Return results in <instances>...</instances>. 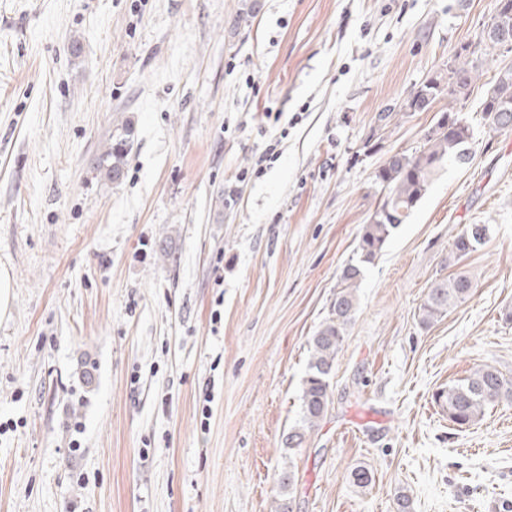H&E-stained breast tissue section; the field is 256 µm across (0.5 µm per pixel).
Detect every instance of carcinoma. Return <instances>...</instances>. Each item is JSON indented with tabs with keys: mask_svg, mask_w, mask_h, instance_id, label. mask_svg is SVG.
<instances>
[{
	"mask_svg": "<svg viewBox=\"0 0 512 512\" xmlns=\"http://www.w3.org/2000/svg\"><path fill=\"white\" fill-rule=\"evenodd\" d=\"M504 69L503 65L496 67L480 102L484 125L494 132L512 128V114L496 115L504 105L512 108V71L506 74ZM479 78L478 66L467 59L457 58L448 66L447 72L436 73L415 90L429 98L432 104L440 97L448 96V109L440 113L446 117V122L435 123L422 149L411 154L394 153L375 174L382 196L366 224L362 225L357 246L359 263L344 266L330 316L311 336L312 355L302 393L301 426L288 433L286 447L302 444L306 433L318 426L328 410V377L356 311V289L363 274L362 266L373 263L399 226L407 223L427 194L433 176L446 164L463 163L467 159L472 129L467 118L455 110L454 104L470 94ZM133 135V127L128 121L112 129L108 145L95 160L97 171L106 180L122 181ZM490 231L488 224L466 225L453 239V253L461 256L475 251L486 241ZM472 288V281L464 275L435 282L421 307L422 323L428 324L446 313L448 307L464 302ZM436 401L453 423L470 426L483 417L487 405L499 401L512 403V379L496 367L486 365L439 392Z\"/></svg>",
	"mask_w": 512,
	"mask_h": 512,
	"instance_id": "cac0c4a2",
	"label": "carcinoma"
}]
</instances>
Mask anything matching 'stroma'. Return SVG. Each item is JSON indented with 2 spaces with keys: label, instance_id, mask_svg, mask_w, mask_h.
Segmentation results:
<instances>
[{
  "label": "stroma",
  "instance_id": "35a3bbf8",
  "mask_svg": "<svg viewBox=\"0 0 512 512\" xmlns=\"http://www.w3.org/2000/svg\"><path fill=\"white\" fill-rule=\"evenodd\" d=\"M249 3L0 0V512H512V403L462 428L435 401L482 365L512 377V130L481 119L482 58L469 161L364 266L328 411L282 443L375 173L448 106L405 102L499 0H259L238 23ZM127 119L115 185L95 160ZM465 224L492 232L458 259ZM459 274L471 296L421 324Z\"/></svg>",
  "mask_w": 512,
  "mask_h": 512
}]
</instances>
